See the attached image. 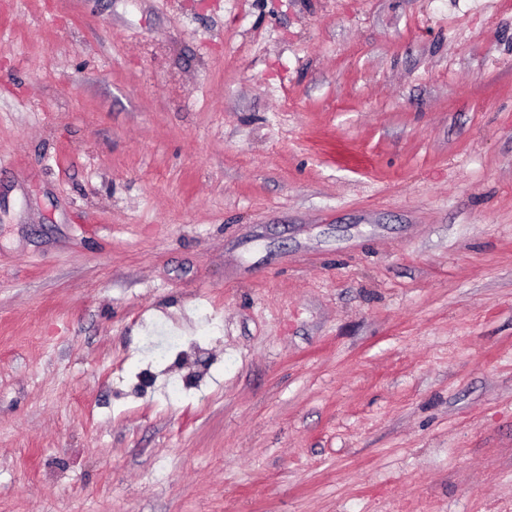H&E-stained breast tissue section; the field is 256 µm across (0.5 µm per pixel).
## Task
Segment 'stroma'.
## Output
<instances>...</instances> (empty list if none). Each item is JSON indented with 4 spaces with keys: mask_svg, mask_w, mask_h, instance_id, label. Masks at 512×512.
Returning <instances> with one entry per match:
<instances>
[{
    "mask_svg": "<svg viewBox=\"0 0 512 512\" xmlns=\"http://www.w3.org/2000/svg\"><path fill=\"white\" fill-rule=\"evenodd\" d=\"M0 512H512V0H0Z\"/></svg>",
    "mask_w": 512,
    "mask_h": 512,
    "instance_id": "obj_1",
    "label": "stroma"
}]
</instances>
